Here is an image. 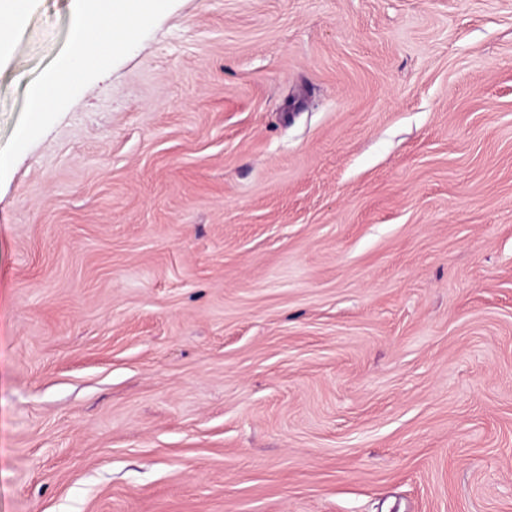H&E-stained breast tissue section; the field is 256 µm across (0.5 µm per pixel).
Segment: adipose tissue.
Listing matches in <instances>:
<instances>
[{
	"label": "adipose tissue",
	"instance_id": "1",
	"mask_svg": "<svg viewBox=\"0 0 512 512\" xmlns=\"http://www.w3.org/2000/svg\"><path fill=\"white\" fill-rule=\"evenodd\" d=\"M155 7L154 0H69V50L55 70L29 85L27 99L33 119L51 111L84 72L105 71L108 49L124 43L134 25Z\"/></svg>",
	"mask_w": 512,
	"mask_h": 512
}]
</instances>
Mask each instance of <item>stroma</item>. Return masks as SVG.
I'll return each mask as SVG.
<instances>
[{"mask_svg": "<svg viewBox=\"0 0 512 512\" xmlns=\"http://www.w3.org/2000/svg\"><path fill=\"white\" fill-rule=\"evenodd\" d=\"M0 69V512H512V0H160L33 122Z\"/></svg>", "mask_w": 512, "mask_h": 512, "instance_id": "1", "label": "stroma"}]
</instances>
